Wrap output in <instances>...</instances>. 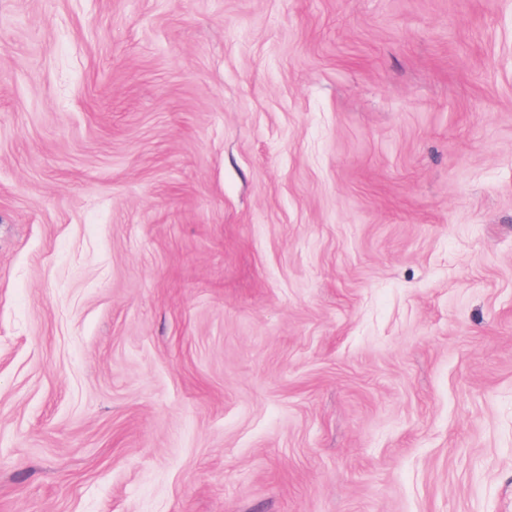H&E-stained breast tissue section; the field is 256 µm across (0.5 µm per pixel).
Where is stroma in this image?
I'll return each mask as SVG.
<instances>
[{
    "label": "stroma",
    "instance_id": "stroma-1",
    "mask_svg": "<svg viewBox=\"0 0 512 512\" xmlns=\"http://www.w3.org/2000/svg\"><path fill=\"white\" fill-rule=\"evenodd\" d=\"M0 512H512V0H0Z\"/></svg>",
    "mask_w": 512,
    "mask_h": 512
}]
</instances>
